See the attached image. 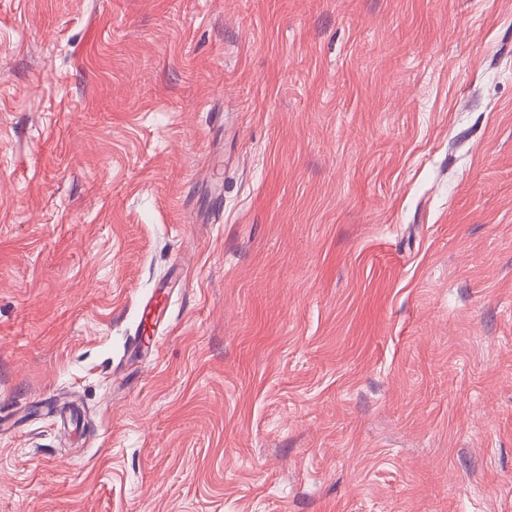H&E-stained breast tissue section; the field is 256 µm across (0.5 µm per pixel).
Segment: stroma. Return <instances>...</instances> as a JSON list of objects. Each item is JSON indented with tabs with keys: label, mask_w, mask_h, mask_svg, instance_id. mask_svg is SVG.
Returning a JSON list of instances; mask_svg holds the SVG:
<instances>
[{
	"label": "stroma",
	"mask_w": 512,
	"mask_h": 512,
	"mask_svg": "<svg viewBox=\"0 0 512 512\" xmlns=\"http://www.w3.org/2000/svg\"><path fill=\"white\" fill-rule=\"evenodd\" d=\"M0 512H512V0H0Z\"/></svg>",
	"instance_id": "stroma-1"
}]
</instances>
